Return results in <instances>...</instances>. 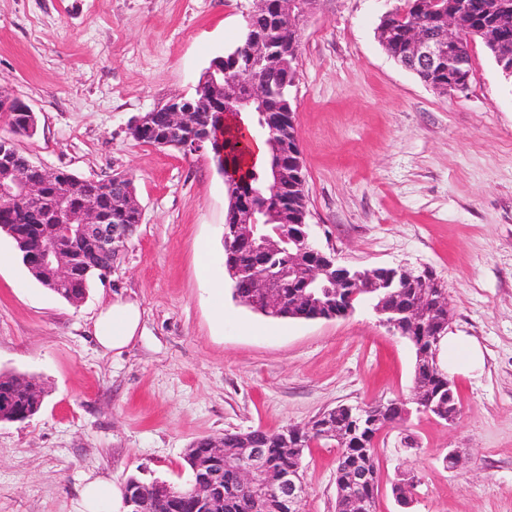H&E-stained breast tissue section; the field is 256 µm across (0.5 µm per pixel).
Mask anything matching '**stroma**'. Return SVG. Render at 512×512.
<instances>
[{"instance_id":"35a3bbf8","label":"stroma","mask_w":512,"mask_h":512,"mask_svg":"<svg viewBox=\"0 0 512 512\" xmlns=\"http://www.w3.org/2000/svg\"><path fill=\"white\" fill-rule=\"evenodd\" d=\"M403 0H318L301 25L290 95L317 244L348 267L429 268L445 284L450 334L481 369L450 366L454 423L412 413L376 440L377 512H512V82L480 41L465 90L440 93L391 58L381 19ZM254 0H0V90L37 117L0 137L83 178L129 173L142 222L111 281L71 304L21 260L0 268V373L35 379L41 410L0 423V512H73L86 476L184 484L197 439L306 426L340 405L413 395L415 352L369 306L330 320L271 319L224 298L228 195L212 153L136 141L126 125L191 96L233 51ZM137 301L124 349H102L99 312ZM463 462L445 468L448 450ZM335 442L303 458L300 512H334ZM417 478L409 510L391 487Z\"/></svg>"}]
</instances>
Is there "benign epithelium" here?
<instances>
[{
    "instance_id": "1",
    "label": "benign epithelium",
    "mask_w": 512,
    "mask_h": 512,
    "mask_svg": "<svg viewBox=\"0 0 512 512\" xmlns=\"http://www.w3.org/2000/svg\"><path fill=\"white\" fill-rule=\"evenodd\" d=\"M279 12L288 20V30L294 41L300 40L301 22L314 9L316 0H278ZM468 8L461 0L448 3V23L437 32H430L419 24L407 27L402 51V65L412 69L433 73L446 71L455 77L452 88L464 90L469 81L471 58L465 45L473 40L477 33L490 44L494 50L496 62L506 77L512 76V52L498 47L503 31L512 26V7L504 0H483L481 12L490 18L491 23L474 31L463 27L460 15ZM246 72L231 75V70L212 66L207 71L198 87H207L203 96L194 104L184 106L181 95L169 99L163 106L133 118L128 131L131 135H142L153 128L156 112L167 115L166 126L158 136L157 145L176 147L186 153H201L210 139L209 129L203 126V113L220 111L223 113L220 123L228 118H240L242 107H251L260 103L267 93V86L251 77V73L262 65L266 57L273 52L271 44L258 40L245 45ZM285 122L282 112H260L258 123L278 132ZM288 166L282 161L271 169L266 179V201L255 204L238 198L237 187L247 179V172H236L224 168V181L230 188V218L233 225L231 232L224 233V247L233 244L248 247L253 252V260L248 270H243L232 262L228 272L236 281L242 275L250 278L252 292L242 304L254 311L275 315L283 305V293L279 276L271 274L267 259L280 249L278 243L264 234V224L283 222L285 210L278 204V196L288 189ZM73 174L59 169L38 165L27 157H19V152L10 140L0 142V206L11 207L23 205L29 210L40 209L45 193L44 187L54 184L57 187V207L55 219L63 225L60 239H50L37 227H11L10 234L27 242L31 248L30 260L40 271L44 272L45 281L51 288L69 285L91 268L100 271L101 279L107 280L112 275V263L125 250L131 238L129 227L113 221L109 214L96 203L75 205L72 202L74 189L80 184L72 181ZM130 180L126 173H115L112 180L105 178H86L87 184L104 185L112 183V211L118 214L142 216L141 206L134 192L120 183ZM288 243L299 253L316 256V260L307 265L304 271L305 288L292 297L294 307H307L318 304V294L347 280L357 284L361 291L379 295L375 311L384 316V322L401 336H408L405 319H423L428 322L439 314L446 316L450 312L447 294L441 291V281L428 271H413L405 268H373L363 271L351 270L336 263V258L317 248L310 240L309 225H300L299 232H288ZM422 283L424 291L410 298L407 309H401L393 303L397 298L395 288L406 283ZM228 461L239 475L241 483L250 488H257L261 499L288 507V512H298V503L307 495V487L300 474L301 460L288 468L275 469L267 461L263 448H242L228 459L224 458V441L211 438L205 452L196 459L195 471L208 472L216 462ZM379 483L371 480L367 472L356 471L350 479L351 495L349 512H368L366 489ZM196 507L201 512H216L224 501L223 490L213 482L198 483L193 486ZM180 496L168 483H144L133 488L129 497L132 512H159L165 507L166 512H178Z\"/></svg>"
}]
</instances>
